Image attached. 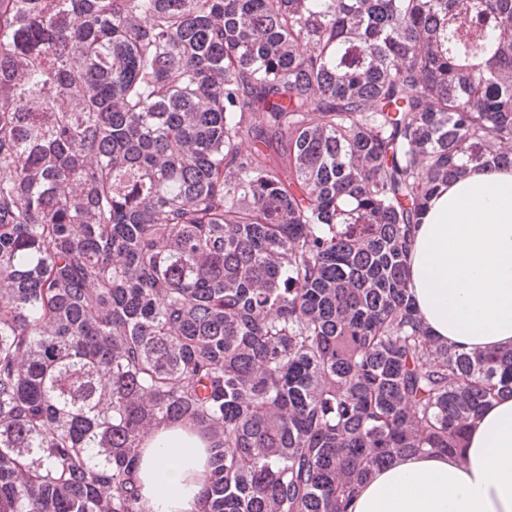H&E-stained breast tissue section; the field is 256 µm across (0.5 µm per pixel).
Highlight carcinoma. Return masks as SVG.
<instances>
[{
    "label": "carcinoma",
    "instance_id": "carcinoma-1",
    "mask_svg": "<svg viewBox=\"0 0 512 512\" xmlns=\"http://www.w3.org/2000/svg\"><path fill=\"white\" fill-rule=\"evenodd\" d=\"M501 165L512 0H0V512H150L162 422L204 512L458 451L512 348L433 339L408 258ZM137 488L151 512H201L208 441L187 422L161 424L141 446Z\"/></svg>",
    "mask_w": 512,
    "mask_h": 512
}]
</instances>
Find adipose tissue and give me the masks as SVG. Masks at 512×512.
<instances>
[{"mask_svg": "<svg viewBox=\"0 0 512 512\" xmlns=\"http://www.w3.org/2000/svg\"><path fill=\"white\" fill-rule=\"evenodd\" d=\"M409 291L435 339L467 352L512 348V167L440 187L415 230ZM208 458L192 424L155 429L135 473L151 512H202ZM348 512H512V396L469 423L462 456L399 455L359 486Z\"/></svg>", "mask_w": 512, "mask_h": 512, "instance_id": "obj_1", "label": "adipose tissue"}]
</instances>
